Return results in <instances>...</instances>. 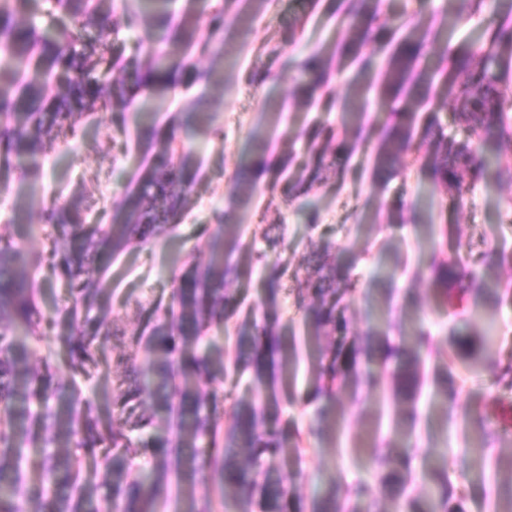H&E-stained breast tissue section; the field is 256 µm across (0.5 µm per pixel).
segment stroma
I'll list each match as a JSON object with an SVG mask.
<instances>
[{
    "instance_id": "obj_1",
    "label": "stroma",
    "mask_w": 512,
    "mask_h": 512,
    "mask_svg": "<svg viewBox=\"0 0 512 512\" xmlns=\"http://www.w3.org/2000/svg\"><path fill=\"white\" fill-rule=\"evenodd\" d=\"M369 2L383 13L419 17L445 29V47H431L426 52L432 64L443 50L474 43L479 32L503 14L497 0H487L478 13L470 11L468 0ZM307 4L308 0H270L255 13L235 2L225 13L224 56L190 57L199 68L220 73L221 84L207 87L178 77L166 91L156 127L173 131L176 142L198 149L197 186L173 242L135 247L112 262L100 257L92 264V272H107L105 284L112 291L108 320L118 329L133 332L141 321V308L169 298L171 270L184 261L205 260L209 241L221 233L216 208L228 212L247 244L260 243L269 225H279L288 248L278 261L289 274L276 311L286 327V345L297 349L298 364L296 371L281 375L276 418L288 443L299 444L300 451L281 460L272 476L307 501L329 488L346 496L370 481L371 450L375 443L392 438L393 431L389 383L384 380L367 395L352 386L340 393L335 431L320 439L300 433L304 399L315 383V361L325 342L307 335L291 292L304 285V261L309 254L325 241L335 242L337 258L349 263L357 282V296L347 312L351 338L366 343L370 325L387 314L410 324L421 321L436 338L419 404L416 437L420 453L413 462V475L419 478L426 470L446 466L464 491L466 512H490L494 486L512 484V442L491 444L492 465L470 463L433 392L436 380L447 378L449 387L457 392V412L487 415L498 429L504 428V417L512 411V396L497 394L490 372L491 365L512 355V214L506 211L512 200V183L477 185L454 214L448 211L445 192L433 188L417 168L403 169L386 183H373L378 134L391 113L388 104L373 98L361 121L368 137L350 154L343 174H328L308 195L288 202L269 196L260 187L247 204L235 207L230 202L232 179L250 159L262 154L270 157L289 147L302 152L297 134L339 120V112L307 109L293 96L297 74L287 68V60L331 50L344 34L336 22L338 0H319L313 10ZM300 19L305 22L300 39L283 47V30ZM253 73L266 74V81L249 82ZM275 103L285 107L282 118H275L271 110ZM190 112L197 115L194 123L180 124V117ZM139 123L140 114L132 109L85 116L80 121L83 135L45 143L32 179L23 183L16 174H0V234L21 240L26 250H41V239L22 234L24 225L40 220L38 210L21 202L27 193L62 202L74 191H82L89 222L111 223L114 204L150 162V151L137 139ZM276 125L287 130V139L258 146L254 132ZM310 210L318 213L316 223L306 218ZM428 222L448 227L444 256L461 257L478 277L499 284L498 299L485 305L497 315L499 343L481 353L487 372L466 381L460 378L456 352L462 344L477 342L482 322L478 315L442 306L436 299L428 269L431 244L416 231L417 225ZM489 249L504 252V262L490 268L475 263V256Z\"/></svg>"
}]
</instances>
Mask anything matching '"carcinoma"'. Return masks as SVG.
Returning <instances> with one entry per match:
<instances>
[{"label": "carcinoma", "instance_id": "cac0c4a2", "mask_svg": "<svg viewBox=\"0 0 512 512\" xmlns=\"http://www.w3.org/2000/svg\"><path fill=\"white\" fill-rule=\"evenodd\" d=\"M37 0H0V172L18 170L26 180L37 169L45 139L73 138L78 119L88 112L127 110L137 95L167 89L175 63L169 42L187 43L202 55L224 53L218 36L224 32V2L212 6L213 35L195 41L182 18L168 40L154 39L141 11L124 13V24L143 30L136 45L114 41L97 51L87 31L110 21L112 0H44L54 24L46 30L20 24V16ZM505 16L487 25L479 55L462 49L443 56L430 74L421 67L425 49L440 38V30L422 19L396 24L367 0H341L338 13L344 37L332 55L356 72L351 99L332 97L331 59L311 52L287 65L301 75L298 94L304 107L320 106L341 112V125L319 124L303 133L305 161L296 167L290 153L274 162H262L270 173L265 189L271 195L293 199L306 193L305 184L321 179L337 154L350 150L347 135L361 132L348 113L367 99L371 84L364 76L380 69L377 85L381 100L391 105L392 121L377 145L374 181H382L412 162L429 181L443 187L448 206L461 208L479 183H512V168L492 162L468 138L446 133L439 113L460 129L482 133L486 141L512 142V96L501 87L512 65V0H500ZM132 72L131 77L106 80L108 73ZM438 111L423 114L428 104ZM138 136L155 149L154 162L137 187L116 204L112 223H86L84 194L54 203L41 212V223L29 233L53 227L45 248L27 252L0 235V512H99L98 490L110 491L111 512H156L168 498L172 482L194 489L217 487L221 501L237 512H305L300 495L269 477L288 453V444L271 422L278 375L293 364V350L285 348L278 317L267 311L263 319L245 312L239 295L229 289L245 269L268 270L266 304H276L286 269L270 261L288 248L284 236L264 233L261 247L241 243L237 226L226 224L210 243L208 259L187 262L170 279V303L153 305L139 330L126 335L111 328L102 315L110 307L111 292L103 277L86 274L94 253L115 256L132 245L144 248L169 234L186 208L195 187L197 151L178 150L172 139L159 140L150 124L138 126ZM427 144L423 154L412 153L414 141ZM253 187L250 168L235 180L231 199H240ZM48 264L65 281L69 307L59 318L46 316L25 272ZM431 282L437 296L469 297L472 310L484 306L493 287L467 271L458 258L433 261ZM307 287L297 289L295 306L304 312L312 335L327 339L318 360V383L308 433L325 435L336 424V395L351 382L373 389L379 377L362 374L367 348L348 340L346 311L353 303L356 282L349 267L336 259L335 244L327 241L315 254ZM213 324L224 325L234 348L233 361H224V349L208 342ZM56 331L57 356L32 366L30 342ZM121 336L152 357L145 370L137 359L119 351L105 361L112 377V399L80 381L94 377L99 347ZM434 337L419 330L409 351L389 374L391 395L410 409L417 408L424 384V359ZM246 372L258 395L231 402L233 419L224 426L229 396L221 387L230 374ZM495 384L512 391V361L498 363ZM449 418L462 434L479 428L496 440H509L507 430H489V419L479 413ZM36 443L42 458L37 480L27 478L29 445ZM83 454H78L75 449ZM148 448L153 468L132 475V459ZM101 472L99 485L84 475V455ZM417 449L378 448L373 456L377 482L361 484L341 501L335 492L314 499L310 512H379V499L389 497L398 512H466L464 494L448 487V473L433 471L423 483L425 497L408 494L410 461ZM180 512H217L209 495L188 493ZM495 512H512V485L496 491Z\"/></svg>", "mask_w": 512, "mask_h": 512}]
</instances>
